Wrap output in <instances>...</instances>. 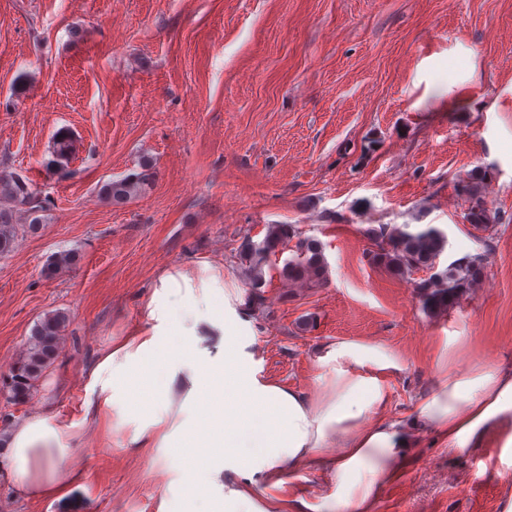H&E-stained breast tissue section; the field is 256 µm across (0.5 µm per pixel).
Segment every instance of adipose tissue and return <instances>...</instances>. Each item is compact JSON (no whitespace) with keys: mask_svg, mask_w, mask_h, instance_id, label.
<instances>
[{"mask_svg":"<svg viewBox=\"0 0 512 512\" xmlns=\"http://www.w3.org/2000/svg\"><path fill=\"white\" fill-rule=\"evenodd\" d=\"M252 308L224 283V265L175 263L156 276L139 321L88 365L81 423L43 405L15 422L4 449L18 496L59 500L85 479L75 457L84 426L101 439L132 427L130 448L196 449L190 475L168 488L161 512H308L283 490L296 466L318 472L326 504L376 512L431 433L462 457L495 438L512 467V368L439 366L411 416L390 417L387 380L403 369L375 342L319 347L317 385L263 376L250 351Z\"/></svg>","mask_w":512,"mask_h":512,"instance_id":"1","label":"adipose tissue"}]
</instances>
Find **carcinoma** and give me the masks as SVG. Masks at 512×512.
I'll return each mask as SVG.
<instances>
[{
  "label": "carcinoma",
  "mask_w": 512,
  "mask_h": 512,
  "mask_svg": "<svg viewBox=\"0 0 512 512\" xmlns=\"http://www.w3.org/2000/svg\"><path fill=\"white\" fill-rule=\"evenodd\" d=\"M75 151L74 142L67 135H59L53 142L54 158L50 166L54 173L67 174L68 163ZM150 179L149 167L118 180H111L101 187V192L112 202L127 201ZM472 206L467 215L476 228H488L494 222L477 185H467ZM0 257L12 253L19 238V225L13 220V208L24 209L25 224L30 232L38 230L46 211L45 199L34 193L29 183L17 173L0 172ZM375 249L370 251L371 260L384 266L395 275L403 276L414 269L432 271L429 278L419 284V296L423 307L430 313L439 314L458 303L475 287L484 275V259L480 253L466 254L451 261L442 271H434L436 260L447 244L446 234L429 225L416 231L381 226L369 231ZM292 252L280 270V275L291 285L319 287L328 279V263L321 243L313 238H299L289 224H270L264 238L256 243L246 241L239 259L243 273L253 289V300L263 303L261 288L265 285L264 266L271 255L284 250ZM75 261L69 251L53 255L47 263V273L52 276ZM69 322L67 312L57 310L42 317L32 329L29 348L14 364L10 373L0 382V392L7 399L20 401L34 388L43 372L55 361L61 349L63 332Z\"/></svg>",
  "instance_id": "cac0c4a2"
}]
</instances>
